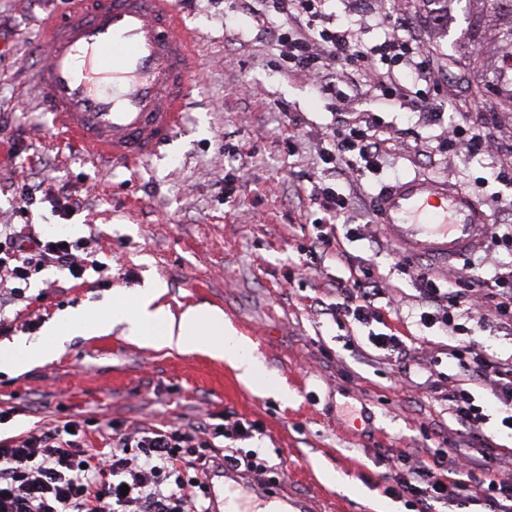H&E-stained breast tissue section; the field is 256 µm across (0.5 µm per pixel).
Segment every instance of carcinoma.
I'll use <instances>...</instances> for the list:
<instances>
[{"instance_id":"1","label":"carcinoma","mask_w":512,"mask_h":512,"mask_svg":"<svg viewBox=\"0 0 512 512\" xmlns=\"http://www.w3.org/2000/svg\"><path fill=\"white\" fill-rule=\"evenodd\" d=\"M425 21L440 33L464 23L460 39L470 45L481 44L488 36L495 40V57L458 55L454 61L482 71L481 83L497 93L499 105L512 112V0H494L489 9H462L460 0H419Z\"/></svg>"}]
</instances>
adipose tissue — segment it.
Instances as JSON below:
<instances>
[{"label":"adipose tissue","mask_w":512,"mask_h":512,"mask_svg":"<svg viewBox=\"0 0 512 512\" xmlns=\"http://www.w3.org/2000/svg\"><path fill=\"white\" fill-rule=\"evenodd\" d=\"M163 293V284L149 278L135 292L115 291L110 313L89 305L65 310L37 338L1 347L0 371L18 372L50 360L67 337L101 336L121 325L127 335L141 344L202 352L226 361L244 382L265 389L262 363L254 346L225 323L221 310L199 306L175 314L160 304Z\"/></svg>","instance_id":"ef3b65f1"}]
</instances>
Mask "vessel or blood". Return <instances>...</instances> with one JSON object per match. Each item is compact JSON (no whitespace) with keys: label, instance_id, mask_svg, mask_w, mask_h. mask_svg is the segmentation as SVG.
Wrapping results in <instances>:
<instances>
[{"label":"vessel or blood","instance_id":"1","mask_svg":"<svg viewBox=\"0 0 512 512\" xmlns=\"http://www.w3.org/2000/svg\"><path fill=\"white\" fill-rule=\"evenodd\" d=\"M42 38L29 93L85 155L128 170L184 124L198 34L174 0H71L65 20L45 19ZM376 211L404 255L442 267L476 250L488 221L460 187L418 177L385 188Z\"/></svg>","mask_w":512,"mask_h":512}]
</instances>
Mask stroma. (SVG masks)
Wrapping results in <instances>:
<instances>
[{
  "instance_id": "1",
  "label": "stroma",
  "mask_w": 512,
  "mask_h": 512,
  "mask_svg": "<svg viewBox=\"0 0 512 512\" xmlns=\"http://www.w3.org/2000/svg\"><path fill=\"white\" fill-rule=\"evenodd\" d=\"M199 33L200 82L190 118L164 158L137 174L85 159L37 112L28 83L45 59L41 23L64 16L67 0H0V225L28 224L36 234L81 241L97 267L82 279L48 268L34 274L5 314L10 333L0 345L40 335L67 308H108L116 289L145 278L166 285L162 304L173 312L208 305L253 344L274 389L259 392L226 361L143 345L115 326L103 336H77L46 362L0 372V436L46 430L74 420L92 451H108L113 433L183 424L212 428L233 416L252 423L246 450L279 468L266 494L227 482L240 512L270 502L293 512H407L383 492L382 455L404 450L409 461L461 444L445 399L449 383L474 395L494 444L483 449L495 477L512 481V430L488 388L469 381L451 352L460 337L420 328L419 259L404 256L377 225V195L401 178L424 175L464 189L496 223L512 225V112L492 92H477L471 76L450 65L452 29L424 24L419 0H327L330 19L352 27L361 43L382 42L394 22L410 26L434 63L435 79L408 76L410 99L392 104L365 79L343 87L332 107L306 76L289 72L276 33L284 16L257 0L254 14L229 22L222 0H180ZM373 122L392 147L374 170L353 180L332 175L319 158L323 134L336 119ZM492 125L496 146L471 157L449 151L457 127ZM26 178L37 202L20 212L17 182ZM332 179L350 200L346 226L333 247L312 252L317 225L328 218L313 205L315 182ZM78 199L62 214L60 193ZM471 266L483 279L512 267V246L483 238L477 253L443 274ZM387 283L377 304L382 321L334 322L325 310L340 280L364 272ZM396 333L411 348L386 360L368 334Z\"/></svg>"
}]
</instances>
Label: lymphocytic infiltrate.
<instances>
[{"mask_svg": "<svg viewBox=\"0 0 512 512\" xmlns=\"http://www.w3.org/2000/svg\"><path fill=\"white\" fill-rule=\"evenodd\" d=\"M276 13L293 17L294 31L282 33L290 68L308 74L315 88L332 96L336 83L326 69L333 61L372 63L388 58L407 63L416 77L433 73L430 60L405 27L390 28L384 41L359 49L351 30L328 25L325 0H267ZM321 151L324 164L354 174L361 167H376L388 146L377 130L341 123L329 129ZM77 242L58 235H32L28 225H0V272L24 283L33 272L57 267L72 278H83L87 266L76 255ZM416 279L425 299L421 326H437L452 335L469 336L474 330L512 335V270L482 280L467 275L455 288L442 287L428 268ZM331 314L361 324L379 320L376 305L384 293L381 282L338 283ZM461 304L473 309L492 308L493 319L478 318L475 327L458 326L448 313ZM471 377L489 386L509 414L503 426L512 429V357L501 358L484 350L470 352L462 362ZM253 424L225 420L223 426L197 431L179 425L142 429L114 437L108 452L85 448L79 424L57 426L19 438L0 439V512H210L208 478L216 464V438L248 439ZM386 494L405 500L413 512H433L435 504L480 506L486 512H512V482L494 477L487 460L469 454L449 459L439 450L419 464H408L404 454L387 458ZM128 494H121V487Z\"/></svg>", "mask_w": 512, "mask_h": 512, "instance_id": "1", "label": "lymphocytic infiltrate"}]
</instances>
